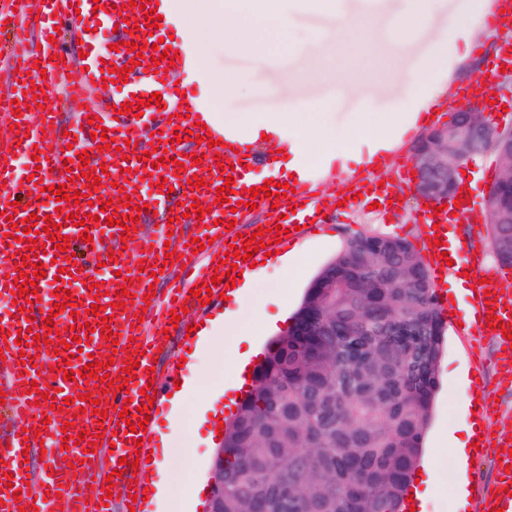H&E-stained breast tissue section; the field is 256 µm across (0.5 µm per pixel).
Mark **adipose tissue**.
Masks as SVG:
<instances>
[{
  "mask_svg": "<svg viewBox=\"0 0 512 512\" xmlns=\"http://www.w3.org/2000/svg\"><path fill=\"white\" fill-rule=\"evenodd\" d=\"M298 0H224V11L219 15V29L229 45L247 51L256 62H264L267 43L253 39L252 34L263 31L282 38L293 24V10ZM314 11L336 18V28L329 42L338 65L332 71L333 79L353 85L366 75L371 63L369 41L371 33L362 13L340 11L335 0H305ZM439 0H406V7L387 34L396 46L407 43L412 33L430 27L438 9ZM497 8L495 0H454L445 28L435 31L426 58L418 65L412 78L408 98L395 101L385 112L356 113L345 125L333 123L325 112H271L262 116L250 112H228L224 126L245 132L244 144L250 145L269 136L272 148L283 150L288 158L287 169L296 180L303 181L328 173L346 151H355L358 164H371L373 158L392 153L404 135L418 128L420 109L444 93L442 70H455L471 52L476 40L488 29L486 17ZM367 143L366 153H358L360 143ZM265 269L246 268L229 292L235 307L226 310L224 317L202 328L192 357L212 351L221 344L227 318L235 309L251 310L261 317V306L255 295L257 286L265 277Z\"/></svg>",
  "mask_w": 512,
  "mask_h": 512,
  "instance_id": "1",
  "label": "adipose tissue"
}]
</instances>
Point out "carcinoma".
Instances as JSON below:
<instances>
[{"instance_id": "cac0c4a2", "label": "carcinoma", "mask_w": 512, "mask_h": 512, "mask_svg": "<svg viewBox=\"0 0 512 512\" xmlns=\"http://www.w3.org/2000/svg\"><path fill=\"white\" fill-rule=\"evenodd\" d=\"M487 245L512 268V181ZM443 321L407 240L354 236L269 344L224 433V512H403L439 386Z\"/></svg>"}]
</instances>
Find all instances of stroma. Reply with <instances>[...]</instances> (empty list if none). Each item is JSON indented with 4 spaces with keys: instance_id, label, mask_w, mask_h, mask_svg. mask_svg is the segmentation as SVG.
Returning a JSON list of instances; mask_svg holds the SVG:
<instances>
[{
    "instance_id": "obj_1",
    "label": "stroma",
    "mask_w": 512,
    "mask_h": 512,
    "mask_svg": "<svg viewBox=\"0 0 512 512\" xmlns=\"http://www.w3.org/2000/svg\"><path fill=\"white\" fill-rule=\"evenodd\" d=\"M453 0H442L431 28L416 31L411 52L392 51L386 43V33L403 8V0H340L341 10H356L369 16L376 27L371 42L375 57H394L396 74L383 85L364 84L357 94L347 93L343 84L325 78V70L334 68L336 60L328 47V38L335 27L333 17L319 14L308 7H299L295 17L294 35L302 41L305 53L289 50L287 44H276L263 64L224 42L217 34L212 17L198 15L183 17L181 35L190 36L199 48V64L207 76L211 97L220 112H285L309 104L333 105L336 123H345L350 114L361 111L364 101H371L375 111H386L390 103L402 96L409 76L428 51L432 28L444 27ZM234 75L240 89L232 98H225L220 80L224 74ZM294 84L293 92L282 93L286 84ZM421 135L420 130L408 132L391 155L386 168L371 169L357 166L355 173L345 172L341 165H334L324 176L321 194L334 189H353L361 181H386L394 185L401 202L390 214L368 208L361 200L350 201L345 207L330 213L325 224L312 233H299L290 243L305 259L301 276L291 281L272 277L261 283L258 294L269 316L279 330H286L310 283L317 273L333 259L352 235L362 233L383 234L418 242L422 232L420 201L415 196L414 179L404 173L403 163L409 160L413 147ZM445 349L439 368V388L434 398L431 418L423 441L421 467H433L445 489H452L458 475L451 443L446 434L465 414L461 402L470 390L473 375H480L487 391L500 400L502 410L512 413V389L500 384L499 359L501 353L493 342L483 348L484 362L474 367L471 347L466 337L453 324H445ZM196 389L192 400L185 407L186 417H193L205 404L210 391L229 377L223 351L211 352L197 361L193 372ZM167 445L171 462L161 468L150 465L149 479L161 483L169 492L180 512H199L205 503L204 495L194 494V486H207L218 447V435L213 422H205L195 432L174 434L168 417H161L153 447Z\"/></svg>"
}]
</instances>
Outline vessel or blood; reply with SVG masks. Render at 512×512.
I'll list each match as a JSON object with an SVG mask.
<instances>
[{
    "label": "vessel or blood",
    "instance_id": "obj_1",
    "mask_svg": "<svg viewBox=\"0 0 512 512\" xmlns=\"http://www.w3.org/2000/svg\"><path fill=\"white\" fill-rule=\"evenodd\" d=\"M174 0H158L155 8L161 21L158 29L148 27L146 13L127 5L126 0H20L17 8H0V392L5 401L0 404L7 426L0 433V512H112L102 506L100 496L106 487L107 471L100 469L97 455L110 451L111 462L127 458L116 485L124 492L123 505L134 506L135 512H146L143 505L133 504V496H144V477L135 474L131 463L135 461L133 433L120 424L118 412L128 409L132 422L143 418L157 419V407L140 413L144 403V388L150 381L158 380L153 370V360L160 350L168 349L171 341L185 342L189 318H181L177 328H170L172 311L180 305L201 310V298L192 296L193 286L210 287L212 278L226 279L228 265L234 264L230 250L235 237L251 236L256 225L247 218L248 201H255L258 210L269 213L268 231L264 242L275 239L290 241L291 230L310 223L323 222L321 212H309L312 188L309 182L296 183L293 192L279 202H271L265 195L250 196L243 187L250 171L256 170L260 161L256 155H243L220 146L224 137V122L218 116L206 89V78L197 67L192 43L189 39L171 41L170 47L179 54L175 65L166 68L152 63L150 49L159 37L169 38L172 30L179 28ZM109 34L117 50L107 52L98 48V34ZM56 35V43H49V35ZM143 45L140 65L129 72L127 81H114L103 90L104 99L98 104H88L87 92L94 82L100 81L104 71L123 66L131 60L129 43ZM192 87L189 96H180L176 81ZM41 88L47 99L40 107H33L32 87ZM62 88L56 101H49L53 88ZM160 93L159 104L143 107L141 116L127 112L115 114V106L124 102L149 99ZM21 104L20 115H13L14 104ZM100 117L107 135L117 148L107 152L98 149L91 138L93 130L89 117ZM206 124L215 147L199 145L193 141L175 142L177 132L194 129L196 123ZM160 133L162 148L172 149L181 159L183 177L203 174L206 183L197 188L181 184V177L174 175L173 164L158 167L154 172L144 169L139 157L149 150L150 136ZM133 140V147H126V140ZM89 153V163H82L81 153ZM203 155L202 163L192 162L191 154ZM106 167L107 175L101 184L88 188L82 175L85 166ZM37 175V183H30L28 175ZM233 180L234 194L231 202L216 200V189L226 180ZM167 181L165 190H158V181ZM64 185L66 193L93 192L94 196L108 200L110 209L119 220L135 215L139 218L137 230L130 241H123L124 230L108 226L100 220L99 207L87 202H56L49 188ZM131 193V206L120 203L124 193ZM204 201L211 208L201 221L196 222L194 233L183 232V214L193 200ZM94 214L89 224L93 243H85L79 227L66 225L65 217L74 212ZM470 213L468 204L457 210L434 207L422 208V243L430 261L432 281L444 279L448 271L442 266L441 255L454 253L457 260H464L473 251L474 242L452 245L447 219L450 215L465 217ZM36 215V240L46 250L38 254L45 271L44 279L37 282L36 295L30 298H13L15 281L20 274L18 267L27 255V245L21 235L29 215ZM53 220L58 228L55 233L44 232L46 220ZM283 227V234H276V227ZM212 237V245L199 252H191L192 238ZM68 239L74 264H67L65 254L54 247L57 239ZM176 249L178 257L165 261L166 248ZM143 254L146 263L164 261L160 279L165 287L156 294H149L153 284L149 272L139 271L130 263L129 254ZM68 268L76 279L70 287L77 300V315L69 311L54 313L57 296L51 295L52 284L59 268ZM473 280L489 278L488 294H477L475 312L466 332L471 341L489 337L498 346L512 354V339L504 338L501 331L489 328L486 317L512 324V293L502 290L496 273L481 268H471ZM104 283L106 296L95 297L90 284ZM129 285L136 299L134 303L111 308L113 319L107 322L109 330L117 333L115 350L105 348L104 337L97 333L101 316L91 314V305L110 306L109 293L119 286ZM30 306L32 315L22 313V306ZM143 314L142 322H135V314ZM48 336V343H41V336ZM81 337L85 342L82 353L70 351L54 353L59 340ZM137 338V345H130V338ZM33 357V364L22 363V356ZM106 363L112 381L107 390H92L91 398L110 394V412L103 422H96L93 415L79 410L78 401L83 393L76 376L82 372L89 359ZM66 364V371H59V364ZM133 367L134 380H125L123 370ZM73 372L71 380H64V372ZM36 382L37 391L26 392L28 382ZM127 382V390H116L119 382ZM56 387L57 400H69L68 410L51 409L49 402L38 399L40 391ZM97 435L94 451H84L82 446L63 448V435H77L81 431ZM56 447L53 474L47 475L42 487L26 483L28 459L36 458L42 443ZM512 458L503 457L497 464L495 483L479 491V512H493L502 508L512 512V497L506 488H512V472H506Z\"/></svg>",
    "mask_w": 512,
    "mask_h": 512
}]
</instances>
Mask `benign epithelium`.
Returning a JSON list of instances; mask_svg holds the SVG:
<instances>
[{
	"label": "benign epithelium",
	"instance_id": "1",
	"mask_svg": "<svg viewBox=\"0 0 512 512\" xmlns=\"http://www.w3.org/2000/svg\"><path fill=\"white\" fill-rule=\"evenodd\" d=\"M469 112L475 119L465 127H460L456 114ZM498 133L512 126L488 118L473 101H468L454 109L448 115V122L436 126L424 133L417 141L410 158L415 173V194L426 201H444L457 193L460 168L448 166V153L453 152L464 159L463 166H468L473 159L488 151H493L498 158V169L488 186L503 173L504 169L512 172V135L497 141L493 148L486 146L487 129ZM207 512H224V490H222L220 472L213 470L210 485Z\"/></svg>",
	"mask_w": 512,
	"mask_h": 512
}]
</instances>
